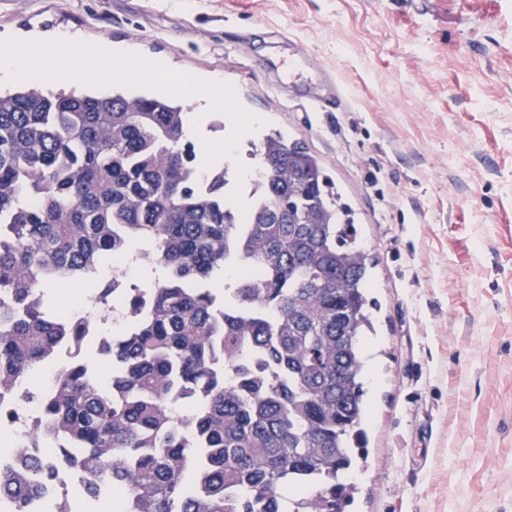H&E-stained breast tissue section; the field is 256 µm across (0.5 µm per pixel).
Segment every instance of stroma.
I'll return each instance as SVG.
<instances>
[{"instance_id": "1", "label": "stroma", "mask_w": 512, "mask_h": 512, "mask_svg": "<svg viewBox=\"0 0 512 512\" xmlns=\"http://www.w3.org/2000/svg\"><path fill=\"white\" fill-rule=\"evenodd\" d=\"M62 33L147 87L219 76L261 119L211 132L226 165L280 132L351 205L378 307L347 512H512V0H0V45Z\"/></svg>"}]
</instances>
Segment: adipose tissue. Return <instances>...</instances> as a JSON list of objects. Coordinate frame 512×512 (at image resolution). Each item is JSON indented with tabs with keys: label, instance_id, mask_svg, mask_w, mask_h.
Segmentation results:
<instances>
[{
	"label": "adipose tissue",
	"instance_id": "adipose-tissue-1",
	"mask_svg": "<svg viewBox=\"0 0 512 512\" xmlns=\"http://www.w3.org/2000/svg\"><path fill=\"white\" fill-rule=\"evenodd\" d=\"M27 55H17L13 48L0 49V83L14 79L20 68L48 72L73 82L86 71H93L97 84L108 85L125 77L128 59L108 45L81 44L70 36L31 43Z\"/></svg>",
	"mask_w": 512,
	"mask_h": 512
}]
</instances>
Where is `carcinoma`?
I'll return each mask as SVG.
<instances>
[{"label":"carcinoma","mask_w":512,"mask_h":512,"mask_svg":"<svg viewBox=\"0 0 512 512\" xmlns=\"http://www.w3.org/2000/svg\"><path fill=\"white\" fill-rule=\"evenodd\" d=\"M173 97L20 84L0 92V393L64 345L79 356L43 400L53 458L0 468V502L26 512L59 467L84 492L121 485L132 512H345L364 435L362 343L374 332L351 208L307 145L277 133L251 152L260 199L200 184L199 148ZM246 222L238 223L240 216ZM149 242L152 309L85 360V324L47 291L97 278ZM257 271L239 278L235 265ZM196 397L182 423L168 404Z\"/></svg>","instance_id":"1"}]
</instances>
